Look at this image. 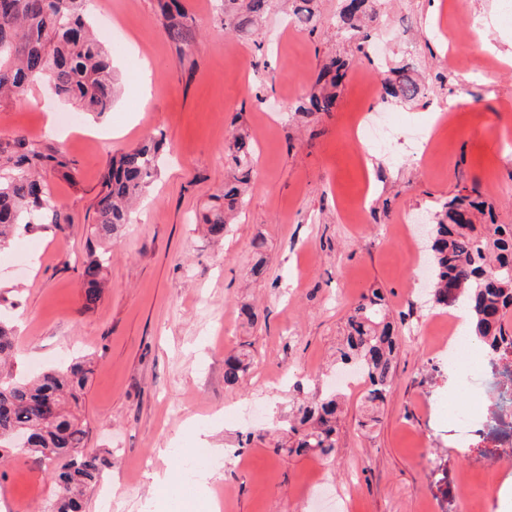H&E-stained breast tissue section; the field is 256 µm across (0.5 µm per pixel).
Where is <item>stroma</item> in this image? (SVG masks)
<instances>
[{
  "label": "stroma",
  "instance_id": "stroma-1",
  "mask_svg": "<svg viewBox=\"0 0 512 512\" xmlns=\"http://www.w3.org/2000/svg\"><path fill=\"white\" fill-rule=\"evenodd\" d=\"M375 0L387 21L379 55H357L333 21L345 0H319L316 33L273 4L253 34L225 33L218 0H183L196 40L178 49L159 24L157 0H97L98 28L120 31L111 111L77 112L42 82L0 103V141L22 136L57 150L72 176L48 171L49 200L64 228L20 232L0 251V313L15 326L16 371L88 358L85 450L104 458L84 512H171L153 473L180 480L177 448L220 456L182 512H423L447 485L429 470L500 474L494 455L458 452L429 423L426 396L454 379L420 340L441 315L416 276L400 226L459 191L478 187L496 220L512 224V22L500 0ZM484 23L486 56L469 57V28ZM353 63L331 112L297 106L332 56ZM416 61L422 92L381 99L383 71ZM398 128L389 152L364 149L362 114ZM247 130L257 161L247 204L222 240L195 222L232 170L233 131ZM169 149L129 224L94 237V204L112 155L147 137ZM109 252L105 294L86 304L81 270ZM262 276H253L256 265ZM385 297L401 336L390 394L364 427L363 388L341 393L337 452L272 455L299 394L331 393L333 353L346 315L371 290ZM258 319L247 322L243 305ZM247 352L248 369L224 383V357ZM52 466L30 455L0 464V512H41L55 493Z\"/></svg>",
  "mask_w": 512,
  "mask_h": 512
}]
</instances>
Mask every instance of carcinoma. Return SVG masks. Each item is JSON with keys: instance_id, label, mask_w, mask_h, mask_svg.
Segmentation results:
<instances>
[{"instance_id": "obj_1", "label": "carcinoma", "mask_w": 512, "mask_h": 512, "mask_svg": "<svg viewBox=\"0 0 512 512\" xmlns=\"http://www.w3.org/2000/svg\"><path fill=\"white\" fill-rule=\"evenodd\" d=\"M224 31L245 34L268 10L270 0H220ZM368 0H347L336 27L368 55L372 35L366 28ZM93 0H0V101L22 95L36 81L82 112H107L112 107V58L95 36L85 16ZM160 21L166 35L188 48L196 39L181 0H159ZM294 21L313 32L320 22L318 0H291ZM351 60L333 57L323 67L309 98L298 106L303 112H331L336 86ZM385 93L412 100L418 84L399 71L394 81L383 80ZM165 140L150 137L112 158L103 189L95 205L94 231L109 239L117 227L129 223L132 203L160 172ZM232 177L213 196L202 215L207 233L224 238L237 210L244 203L254 169L251 139L236 132L227 147ZM70 173V162L54 151L28 146L18 136L0 143V249L8 246L20 229L35 224L61 227V215L49 203L40 171ZM469 209L486 219L484 224L461 223ZM429 286L432 300L453 306L464 300L471 313V335L493 352L512 338L507 313L512 310V224H497L492 207L477 188L455 195L433 212ZM104 258L93 256L82 268L85 301L96 302L106 286ZM399 336L390 321L385 297L378 290L353 306L346 318L336 362L358 369L367 389L364 402L371 409L383 402L392 388L393 361ZM15 356L13 329L0 318V448L12 451L11 437L25 433L30 445L20 452L55 464L56 492L43 512H82L85 491L97 482L102 461L84 453L88 433L83 398L93 375L92 362L74 359L59 369L33 376L6 369ZM247 364L233 354L224 359V383L238 384ZM341 412L334 395L313 396L294 405L288 419V440L274 443L273 452L327 456L336 451V424Z\"/></svg>"}]
</instances>
